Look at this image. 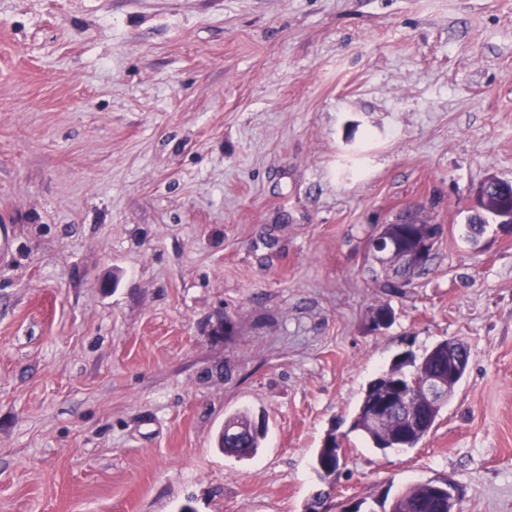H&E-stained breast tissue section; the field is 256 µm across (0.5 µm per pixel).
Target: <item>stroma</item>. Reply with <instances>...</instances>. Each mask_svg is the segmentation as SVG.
Returning <instances> with one entry per match:
<instances>
[{"mask_svg":"<svg viewBox=\"0 0 512 512\" xmlns=\"http://www.w3.org/2000/svg\"><path fill=\"white\" fill-rule=\"evenodd\" d=\"M490 176L512 0H0V512H305L331 430L329 512L445 478L512 512V228L466 234ZM410 211L443 234L395 293L367 243ZM450 338L415 448L351 430ZM446 339L437 343L429 351L417 358L413 353L411 359L405 358L393 362L391 367L374 378L367 386L359 410L351 423V429L361 431L375 448L385 451L389 448H414L421 439L434 427L440 410L445 401L438 407H423L420 402L415 405L414 417L417 419V430L411 427L408 436L405 434L401 416L389 415L391 410L389 400L382 402L389 395V389L395 384H405L414 379L415 375L421 378V374L435 376L448 365V373L445 376H435L422 381L420 384H411L409 387H399L396 393L399 398L406 399L407 409L412 410L411 402L414 390L417 397L427 406L440 403L448 397L450 383L457 378L463 366L462 355L448 345ZM411 366L413 370L404 369ZM382 402V403H381ZM381 403V404H380ZM380 404V405H379ZM379 405V414L388 416L381 425L373 428L368 424L370 413ZM257 420L264 421V426L262 428L260 426H258V428L256 427ZM257 420L247 413L227 419L224 422V428H222L218 435L219 448H221L225 453L235 454L237 456H250L254 454L257 448H259L261 440L264 438L267 429L266 421L263 417ZM234 424L241 425L240 429L237 428L240 430L241 436L237 430H230L227 435L229 441L232 442H229L226 437V431L228 428L234 427L231 426ZM240 437L241 439L236 441ZM336 431L331 430L324 438L321 448L318 449L315 457V470L321 479L326 483H332L333 476L339 472L340 462L336 457ZM337 443L340 447L337 449L339 459L343 461L345 448H343L342 437H337ZM318 462V465H317Z\"/></svg>","mask_w":512,"mask_h":512,"instance_id":"obj_1","label":"stroma"}]
</instances>
